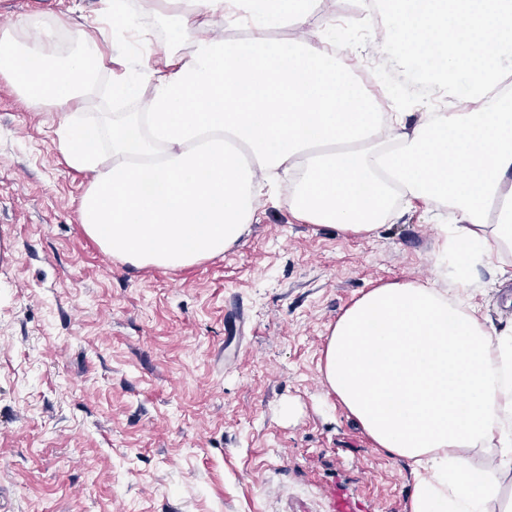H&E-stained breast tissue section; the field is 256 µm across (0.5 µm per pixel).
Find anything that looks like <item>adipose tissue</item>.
Segmentation results:
<instances>
[{
	"label": "adipose tissue",
	"mask_w": 512,
	"mask_h": 512,
	"mask_svg": "<svg viewBox=\"0 0 512 512\" xmlns=\"http://www.w3.org/2000/svg\"><path fill=\"white\" fill-rule=\"evenodd\" d=\"M103 2L110 24L147 14L177 32H141V110L79 121L68 105L97 90V43L39 13L0 31V75L31 109L62 107L59 149L90 176L83 227L122 263L178 269L222 254L271 197V170L293 185L292 215L316 226L369 234L398 200L452 210L451 290L370 289L338 317L322 374L373 446L416 468L408 512H486L512 474V336L453 291L484 258L512 253V0H371L400 67L415 69L437 43L442 67L425 80L451 99L469 87L470 106L411 127L392 113L378 120L303 0ZM288 23L300 37L274 38ZM228 28L245 35L225 39ZM23 30L35 38L20 41ZM62 38L79 50L61 60ZM489 448L494 465L472 467L469 452Z\"/></svg>",
	"instance_id": "ef3b65f1"
}]
</instances>
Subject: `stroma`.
I'll use <instances>...</instances> for the list:
<instances>
[{"instance_id": "obj_1", "label": "stroma", "mask_w": 512, "mask_h": 512, "mask_svg": "<svg viewBox=\"0 0 512 512\" xmlns=\"http://www.w3.org/2000/svg\"><path fill=\"white\" fill-rule=\"evenodd\" d=\"M101 0H0L94 30ZM360 0H313L359 60L388 62ZM57 107L0 76V499L7 512H406L409 463L373 447L323 383L337 318L388 283L447 287L448 208L414 202L370 235L267 204L193 266L134 268L85 232L89 177L58 148ZM512 257L462 299L512 331Z\"/></svg>"}]
</instances>
